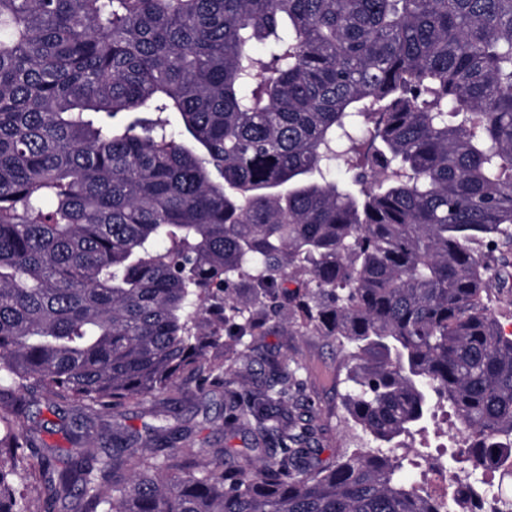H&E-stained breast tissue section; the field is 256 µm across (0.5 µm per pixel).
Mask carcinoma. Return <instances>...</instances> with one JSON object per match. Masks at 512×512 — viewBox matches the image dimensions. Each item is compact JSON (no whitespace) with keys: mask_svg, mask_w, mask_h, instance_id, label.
<instances>
[{"mask_svg":"<svg viewBox=\"0 0 512 512\" xmlns=\"http://www.w3.org/2000/svg\"><path fill=\"white\" fill-rule=\"evenodd\" d=\"M493 288L512 0H0V512H471L395 451L448 407L453 460L512 479ZM280 317L344 351L376 447L315 460L288 356L241 379ZM183 378L241 463L167 425L95 445ZM42 400L69 447L25 424Z\"/></svg>","mask_w":512,"mask_h":512,"instance_id":"1","label":"carcinoma"}]
</instances>
